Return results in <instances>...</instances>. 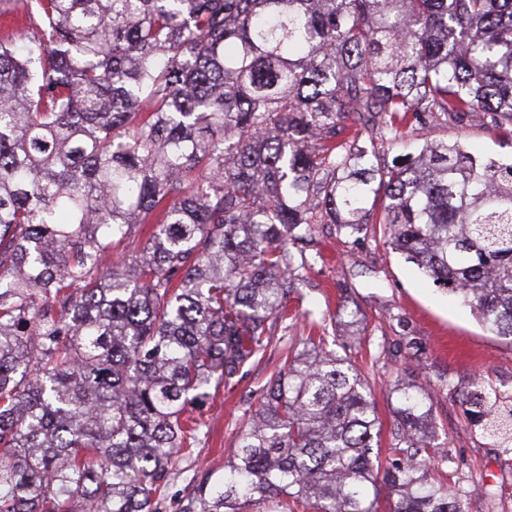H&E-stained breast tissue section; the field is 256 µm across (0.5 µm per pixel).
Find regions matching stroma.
Masks as SVG:
<instances>
[{"mask_svg":"<svg viewBox=\"0 0 512 512\" xmlns=\"http://www.w3.org/2000/svg\"><path fill=\"white\" fill-rule=\"evenodd\" d=\"M434 137L512 159V140L479 121L414 126L408 145H394L387 154L396 156ZM314 241L326 261L301 284L303 304H289L287 330L276 331L264 357L246 365L233 384L220 386L212 400L193 409L210 432L173 492L223 475L247 421L246 409L258 406L267 377L311 333L305 315L310 309L331 318L327 333L335 337L336 351L351 357L367 380L381 423V450L395 441V385L426 387L433 396L432 443L448 458L434 478L459 492L464 512H512V455H503L459 402L478 382L512 394V344L486 330L448 292L429 285L382 233L355 239L339 235L335 225L319 224Z\"/></svg>","mask_w":512,"mask_h":512,"instance_id":"stroma-1","label":"stroma"}]
</instances>
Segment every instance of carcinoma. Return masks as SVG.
Listing matches in <instances>:
<instances>
[{
	"instance_id": "cac0c4a2",
	"label": "carcinoma",
	"mask_w": 512,
	"mask_h": 512,
	"mask_svg": "<svg viewBox=\"0 0 512 512\" xmlns=\"http://www.w3.org/2000/svg\"><path fill=\"white\" fill-rule=\"evenodd\" d=\"M0 38V512H464L434 482L432 395L395 389L381 467L351 358L306 337L224 476L170 495L208 434L187 407L266 351L320 251L383 235L512 344V162L417 124L512 140V0H28ZM135 226L133 265L116 253ZM465 412L512 453V401ZM433 137L448 140V143L459 142L474 153L493 156L504 161H510L512 158V141L500 136L479 121L436 126L416 125L407 138L411 145L410 149L405 150L402 145L395 144L388 150L386 148L384 156L391 160L393 156L412 151V148L421 146L426 140Z\"/></svg>"
}]
</instances>
